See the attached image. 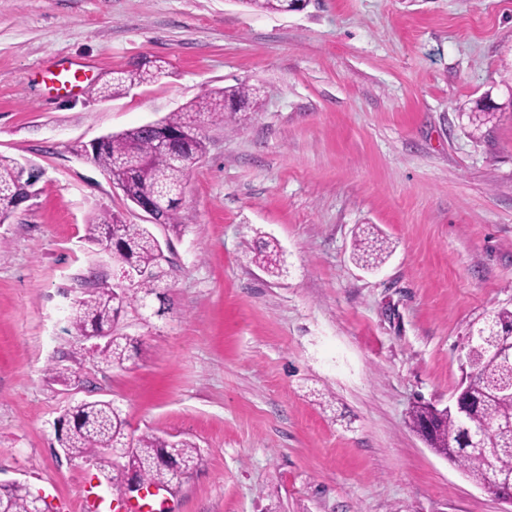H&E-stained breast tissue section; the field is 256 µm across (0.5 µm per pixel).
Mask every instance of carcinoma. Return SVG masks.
<instances>
[{
	"instance_id": "cac0c4a2",
	"label": "carcinoma",
	"mask_w": 512,
	"mask_h": 512,
	"mask_svg": "<svg viewBox=\"0 0 512 512\" xmlns=\"http://www.w3.org/2000/svg\"><path fill=\"white\" fill-rule=\"evenodd\" d=\"M240 2L255 12H288L287 0ZM164 74L163 66L153 61L137 64L114 79L112 93L153 83ZM258 100L257 88L239 83L208 92L181 111L171 113L160 121V125L175 134L197 131L228 114L256 108ZM204 149V141L199 135L176 141V152L191 158L201 157ZM93 160L108 171L113 182L124 185L130 202L167 198L165 224L181 232L178 195L186 172L180 162L155 150L153 130L138 126L113 135L95 151ZM18 175V162L0 156V221L16 210ZM86 237L111 251L120 270L128 275L135 273L137 277L130 280L119 301L115 298L114 285L107 281L96 284L86 297L74 304L69 322L81 341L103 330L112 331L111 340L89 351V356L108 367L124 368L138 356V342L114 332V328L127 305L145 298L163 300L161 284L165 275V256L159 241L147 227L127 224L115 213H104L86 225ZM385 252V248L361 238L355 245L354 256L361 266L374 268L383 263ZM257 262L273 276L282 274L280 249L275 242L263 243L257 253ZM472 361L473 373L468 376L465 389L475 408L466 419L422 404L414 407L411 421L415 428L424 422L433 425L434 434L425 436L424 440L440 455L445 453L448 443L459 442L468 431L487 429L491 443L500 449V453L461 446L454 458L471 479L482 482L490 480L497 471L512 468V433L502 430L505 419L512 418V395L495 391L512 381V364L497 359L488 350L474 354ZM63 421L66 424L64 448L68 455L96 457L110 448L117 457L125 460L123 464L113 465L108 477L113 492L119 496L124 491L128 468L138 470L145 484L150 486L168 480L164 466L166 459L183 467L187 473L200 462L197 446L190 441L163 439L152 432L136 438L129 435L121 409L110 401H82L63 417ZM38 500L40 496L21 483L0 488V512H31Z\"/></svg>"
}]
</instances>
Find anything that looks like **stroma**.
Wrapping results in <instances>:
<instances>
[{"label": "stroma", "instance_id": "1", "mask_svg": "<svg viewBox=\"0 0 512 512\" xmlns=\"http://www.w3.org/2000/svg\"><path fill=\"white\" fill-rule=\"evenodd\" d=\"M149 59L165 76L101 96ZM242 82L260 104L204 127L182 232L150 224L168 312L128 305L134 364L92 362L68 314L116 269L85 227L149 224L93 143ZM0 155L43 171L0 224L1 481L49 512L111 496V456L68 457L55 431L97 399L199 446L168 512H502L410 412L448 405L470 331L512 310V0H0ZM367 228L390 245L374 269L353 257ZM270 239L279 277L255 261Z\"/></svg>", "mask_w": 512, "mask_h": 512}]
</instances>
